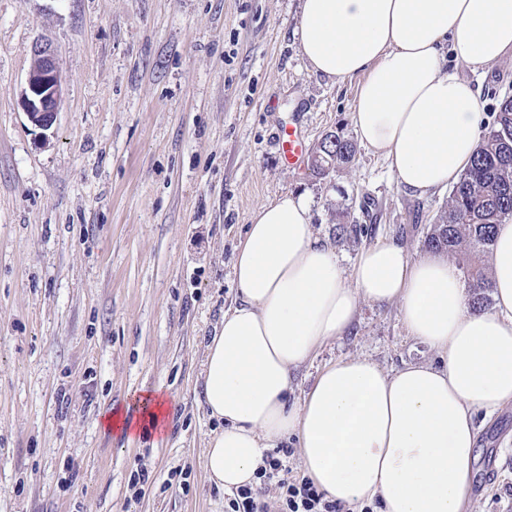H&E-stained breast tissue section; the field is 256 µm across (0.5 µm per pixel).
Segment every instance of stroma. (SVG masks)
Masks as SVG:
<instances>
[{"instance_id":"obj_1","label":"stroma","mask_w":512,"mask_h":512,"mask_svg":"<svg viewBox=\"0 0 512 512\" xmlns=\"http://www.w3.org/2000/svg\"><path fill=\"white\" fill-rule=\"evenodd\" d=\"M299 24V0H0V512H224L204 469L220 425L199 401L202 370L263 205L306 194L315 235L346 268L391 238L425 253L448 191L411 196L364 146L324 177L281 163L282 123L298 120L311 149L354 133L359 77L313 75ZM40 40L63 80L48 131L20 105ZM478 82L493 119L512 59ZM347 220L361 233L337 234ZM348 357L388 372L440 362L396 305L365 301L352 331L294 374L291 401ZM157 390L164 435L100 427L104 410L139 413ZM476 425L473 512H512V408ZM141 469L151 487L136 500Z\"/></svg>"}]
</instances>
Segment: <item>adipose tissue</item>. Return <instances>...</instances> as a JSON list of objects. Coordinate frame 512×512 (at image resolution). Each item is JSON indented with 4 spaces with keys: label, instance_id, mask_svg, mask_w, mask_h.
Instances as JSON below:
<instances>
[{
    "label": "adipose tissue",
    "instance_id": "1",
    "mask_svg": "<svg viewBox=\"0 0 512 512\" xmlns=\"http://www.w3.org/2000/svg\"><path fill=\"white\" fill-rule=\"evenodd\" d=\"M300 11L310 70L361 76L351 121L397 184L425 197L456 183L482 138L479 88L458 70L483 75L512 56V0H301ZM490 266L495 305L476 312L447 259H410L388 239L346 269L315 237L305 195L261 207L232 266L240 297L206 346L202 404L224 424L208 443L210 480L254 484L264 450L292 439L304 476L330 499L376 501L380 512H465L474 416L512 403V221L497 227ZM364 301L397 304L407 333L441 365L387 372L341 359L290 402L292 372L347 334ZM167 414L157 391L141 415L114 410L102 424L160 435Z\"/></svg>",
    "mask_w": 512,
    "mask_h": 512
}]
</instances>
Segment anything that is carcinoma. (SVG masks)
Masks as SVG:
<instances>
[{
  "instance_id": "cac0c4a2",
  "label": "carcinoma",
  "mask_w": 512,
  "mask_h": 512,
  "mask_svg": "<svg viewBox=\"0 0 512 512\" xmlns=\"http://www.w3.org/2000/svg\"><path fill=\"white\" fill-rule=\"evenodd\" d=\"M357 147L343 130L322 138L312 159L311 170L326 176L335 167H348L356 159ZM512 218V95H504L493 125L482 141L471 165L452 187L448 204L427 230V249L446 254L469 288V305L485 309L491 291L488 258L496 226Z\"/></svg>"
}]
</instances>
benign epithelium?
Here are the masks:
<instances>
[{
    "instance_id": "1",
    "label": "benign epithelium",
    "mask_w": 512,
    "mask_h": 512,
    "mask_svg": "<svg viewBox=\"0 0 512 512\" xmlns=\"http://www.w3.org/2000/svg\"><path fill=\"white\" fill-rule=\"evenodd\" d=\"M62 92V75L56 49L48 42L35 43L26 75V87L21 97V106L33 126L41 130L53 126Z\"/></svg>"
}]
</instances>
